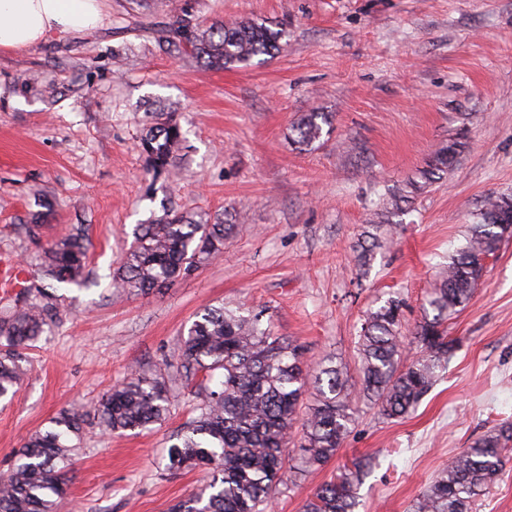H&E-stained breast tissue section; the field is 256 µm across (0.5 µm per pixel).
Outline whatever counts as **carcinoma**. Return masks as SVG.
Masks as SVG:
<instances>
[{
  "instance_id": "obj_1",
  "label": "carcinoma",
  "mask_w": 512,
  "mask_h": 512,
  "mask_svg": "<svg viewBox=\"0 0 512 512\" xmlns=\"http://www.w3.org/2000/svg\"><path fill=\"white\" fill-rule=\"evenodd\" d=\"M158 42L186 46L206 67L248 65L253 58L279 51L282 31L250 20L207 26L183 13L152 23ZM327 123L310 112L293 126V143L309 146ZM183 141L180 123L171 113L159 117L141 138L154 174L164 173ZM455 153L442 148L423 171L421 181L407 183V192L391 207L419 192L423 184L452 166ZM512 222V198L488 199L480 222L471 225L466 245L438 272L425 315L413 332L420 356L408 360L401 320L402 303L389 299L364 319L358 343L359 398L377 406L385 419L413 410L436 382L452 353L448 319L471 299L482 279L486 259L505 236L502 224ZM235 227L228 219L215 224L195 222L168 213L134 230V243L114 281L119 288L147 292L190 274L200 263L223 252L224 237ZM379 225L366 226L371 244L357 254L367 267L379 247ZM87 244L71 235L45 247L39 270L56 282L28 287L19 294L12 314L0 317V398L16 392L22 375L23 351L61 321L58 288L82 286ZM303 349L273 335L262 325V313L243 315L224 306H208L196 315L178 346L187 370L220 372L214 388H204L199 413L176 434L168 451L170 470L205 467L211 480L171 507V512H264L276 487L295 470L306 471L332 459L356 420V408L341 363L309 369ZM316 403L299 417L301 399L309 388ZM98 424L108 433L151 429L170 414V392L162 377L133 370L103 397L96 408ZM87 414L63 409L51 427L31 434L18 450L17 463L0 476V512H55L66 491ZM301 423L300 465L289 463L285 448L292 429ZM512 447V422L505 421L478 438L455 457L426 489L415 512H473L503 469ZM366 464L353 463L336 480L319 486L304 512H355L358 487Z\"/></svg>"
}]
</instances>
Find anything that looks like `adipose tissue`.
<instances>
[{"instance_id":"adipose-tissue-1","label":"adipose tissue","mask_w":512,"mask_h":512,"mask_svg":"<svg viewBox=\"0 0 512 512\" xmlns=\"http://www.w3.org/2000/svg\"><path fill=\"white\" fill-rule=\"evenodd\" d=\"M102 20L103 0H0V49L35 46L51 35L86 33Z\"/></svg>"}]
</instances>
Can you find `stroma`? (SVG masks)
I'll return each instance as SVG.
<instances>
[{"instance_id":"1","label":"stroma","mask_w":512,"mask_h":512,"mask_svg":"<svg viewBox=\"0 0 512 512\" xmlns=\"http://www.w3.org/2000/svg\"><path fill=\"white\" fill-rule=\"evenodd\" d=\"M176 11L263 23L283 31V48L205 68L145 30ZM154 112L174 113L184 133L159 176L140 147ZM308 112L329 123L303 151L292 127ZM451 144L452 169L389 215L360 271L364 225ZM499 196L512 197V0H107L92 33L0 50V266L35 268L43 246L75 232L89 243L87 287L65 289L61 323L0 401V475L61 410L93 411L131 369H159L172 392L166 421L118 435L88 419L57 512H169L209 477L166 468L206 384L177 356L199 311H263L306 364L344 363L357 386L366 312L401 298L413 332L436 269ZM172 210L243 219L191 275L148 293L112 288L136 225ZM485 266L448 321L453 355L415 409L386 420L359 404L335 457L280 484L266 512H303L342 466L364 460L356 512H413L452 458L512 421V237Z\"/></svg>"}]
</instances>
